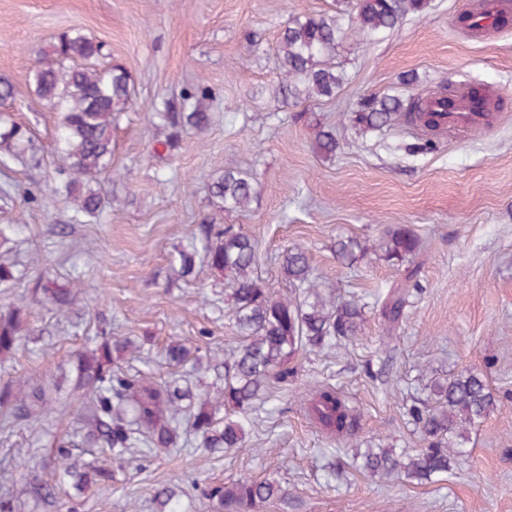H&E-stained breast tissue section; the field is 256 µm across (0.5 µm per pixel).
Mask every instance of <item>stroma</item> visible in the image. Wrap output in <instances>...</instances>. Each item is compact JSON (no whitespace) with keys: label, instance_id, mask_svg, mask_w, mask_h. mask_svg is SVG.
Here are the masks:
<instances>
[{"label":"stroma","instance_id":"1","mask_svg":"<svg viewBox=\"0 0 512 512\" xmlns=\"http://www.w3.org/2000/svg\"><path fill=\"white\" fill-rule=\"evenodd\" d=\"M475 3L428 0L377 40L346 32L331 58L342 88L332 99L297 104L276 94L279 32L305 14L334 13L347 23L335 0H0V76L23 84L59 35L79 32L104 44L134 89L112 133L103 212L85 224L74 223L71 204L52 192L54 112L26 91L0 103L30 129L43 156L37 167L0 163V188L11 194L0 200V224L22 227L10 258L30 280L80 277L66 313L25 287L0 288V307L21 308L35 335L0 356V386L52 382L60 364L103 336L139 343L123 367L155 382L181 374L161 356L170 341L219 354L238 346L225 282L202 261L191 281L171 277V258L199 224L248 231L257 242L256 275L282 296L294 290L280 275L281 255L302 248L319 291L355 300L364 315L345 347L304 355L294 378L272 385L242 447L203 455L187 433L177 447L141 448L122 465L101 449L76 448L73 462L112 469L111 482L81 493L54 483L52 441L76 434L79 423L66 390L48 391L47 405L30 416L0 421V497L11 499L13 512H158L154 498L164 487L185 512H215L205 489L267 477L286 497L262 512H512V26L470 32L456 18ZM466 80L501 103L478 131L435 133L400 120L363 132L351 120L361 98L427 96ZM200 87L208 90L210 124L183 128L173 152H154L169 133L158 110L189 111L188 95ZM322 125L340 143L330 160L314 151ZM228 168L258 179L249 211L225 210L209 190ZM391 224L410 225L427 251L423 290L389 332L378 298L402 266L371 254L348 267L333 244L346 236L377 242ZM470 371L497 406L471 428L447 474L419 481L356 467L359 445L418 449L403 403ZM325 385L356 405L355 444L325 435L303 414V395ZM33 482L54 484L55 504L34 497Z\"/></svg>","mask_w":512,"mask_h":512}]
</instances>
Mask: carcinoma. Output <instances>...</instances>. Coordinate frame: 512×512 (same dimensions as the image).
<instances>
[{"label":"carcinoma","mask_w":512,"mask_h":512,"mask_svg":"<svg viewBox=\"0 0 512 512\" xmlns=\"http://www.w3.org/2000/svg\"><path fill=\"white\" fill-rule=\"evenodd\" d=\"M354 29L365 36L389 33L410 14L423 11L427 0H353L347 3ZM345 31L336 16L327 13L289 20L278 37L282 80L279 93L294 102L332 98L342 86L343 76L329 64ZM104 45L81 33L64 34L51 53L39 58L26 76L27 90L49 103L56 112V146L60 174L66 180L60 190L73 202L75 220L96 216L102 208L100 177L112 168V129L132 101L129 75L119 65L104 62ZM417 100L369 95L354 112L353 121L365 131L387 128L414 113L418 119L434 113L415 112ZM171 128L162 145L175 146L178 130L207 123L204 112H165ZM338 142L332 131L319 134L316 151L325 159L336 155ZM41 148L33 135L10 114L0 116V155L30 166L40 164ZM211 194L224 202V209L246 211L257 192L254 179L239 171L226 170L210 185ZM192 240L203 244L208 267L224 275L231 287L230 314L240 345L224 358L222 384L214 389L194 388L178 382L157 384L141 375L122 370L116 361L131 346L128 340L104 337L80 352L67 381L69 395L80 402L84 426L80 440L61 437L54 441L59 459L57 482L79 491L91 479L112 480V470L93 467L83 471L69 463L71 449L80 446L105 448L112 461H129L134 450L173 448L182 421H187L208 453L214 449L240 448L267 389L273 383H288L295 376L297 359L310 352L336 347L358 335L363 321L361 307L353 301L336 302L312 290L307 254L292 248L282 255V277L302 295L278 296L254 273L256 243L233 225L199 224ZM423 243L405 224H394L379 240L378 250L387 261L408 263L403 279L389 289L381 303L385 325L402 321L409 298L422 291L421 263L417 257ZM368 251L354 237L336 240V258L352 265ZM197 251L190 246L177 251L170 262L181 279L195 276ZM24 279L14 265L0 262V288H10ZM75 275L60 283L41 276L32 283L39 302L62 311L74 303ZM27 335L26 317L15 308L0 309V354L18 349ZM168 364L183 367L200 363L201 356L179 341L164 348ZM496 407V399L477 373L454 376L434 386L430 396L404 407L405 416L420 434L422 448L404 455L393 447L368 448L361 467L371 473H402L428 480L448 471L451 459L461 454L471 427L485 420ZM309 419L321 430L340 439H352L359 429L360 415L345 395L333 386H322L304 398ZM225 414H220V411ZM284 490L274 478L238 479L210 489L217 512H261L263 506L280 499ZM161 512H181L175 493L158 491Z\"/></svg>","instance_id":"obj_1"}]
</instances>
